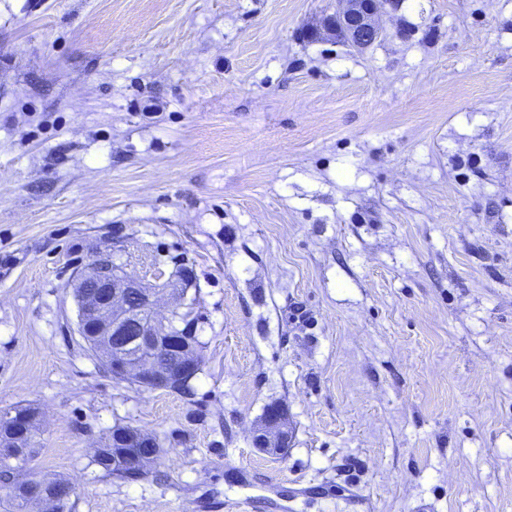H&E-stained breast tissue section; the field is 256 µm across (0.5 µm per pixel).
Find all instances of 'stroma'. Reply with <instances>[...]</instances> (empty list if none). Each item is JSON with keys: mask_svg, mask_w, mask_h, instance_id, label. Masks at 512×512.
<instances>
[{"mask_svg": "<svg viewBox=\"0 0 512 512\" xmlns=\"http://www.w3.org/2000/svg\"><path fill=\"white\" fill-rule=\"evenodd\" d=\"M336 7L0 0V412L68 512H512V0H390L362 53ZM112 247L191 269L192 398L78 335ZM117 426L161 447L133 483ZM254 444L271 454H281L288 445V427L282 409L269 406L263 424L255 430ZM20 408L1 412L4 419L10 420L9 432L7 434L0 431V454L18 455L20 452V438L28 434L30 428V416L17 413ZM127 427H115L99 444L94 448L93 462L102 469L107 475H114L123 479L118 468H113L115 463H120L122 473L126 481L133 482L140 479L141 473L145 468V464L153 462L158 456L157 448H160L156 439L138 429L131 428L124 435V444L139 448L136 452L127 450L126 448L115 449L112 456V441L116 442V434ZM156 440V441H155ZM116 444V443H115ZM113 446V447H112ZM157 448H154L156 447ZM147 469L143 471L142 476Z\"/></svg>", "mask_w": 512, "mask_h": 512, "instance_id": "stroma-1", "label": "stroma"}]
</instances>
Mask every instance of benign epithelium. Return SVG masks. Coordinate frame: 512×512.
Segmentation results:
<instances>
[{"label": "benign epithelium", "instance_id": "obj_1", "mask_svg": "<svg viewBox=\"0 0 512 512\" xmlns=\"http://www.w3.org/2000/svg\"><path fill=\"white\" fill-rule=\"evenodd\" d=\"M342 8L325 21V28L346 37L357 49H365L387 35L380 21L386 0H341ZM151 276H132L115 263L114 252L96 255L74 283L77 331L93 336L105 349L104 359L112 363V376L136 378L148 390H168L192 378L195 367L190 346L180 338L172 316H158L163 297L175 290V283L164 279L157 267ZM9 420V432H0V454L17 455L20 438L28 434L30 416L14 408L0 414ZM124 444L136 448L114 451L112 463L122 467L126 481L140 479L145 464L158 456L156 441L138 429L124 435ZM256 447L280 454L288 445V427L278 405L267 408L263 424L255 430Z\"/></svg>", "mask_w": 512, "mask_h": 512}]
</instances>
